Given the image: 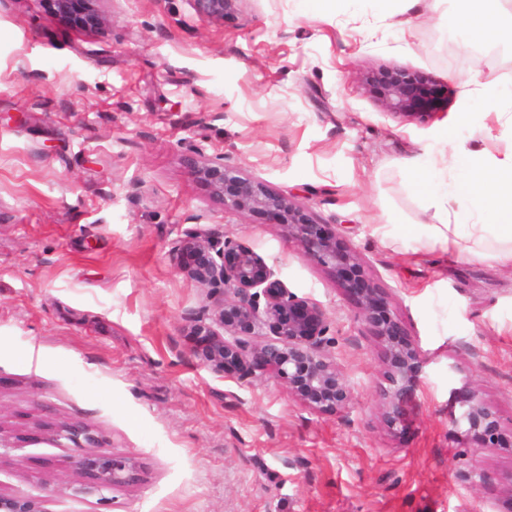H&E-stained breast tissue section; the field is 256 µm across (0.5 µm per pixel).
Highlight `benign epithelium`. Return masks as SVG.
<instances>
[{"label":"benign epithelium","mask_w":512,"mask_h":512,"mask_svg":"<svg viewBox=\"0 0 512 512\" xmlns=\"http://www.w3.org/2000/svg\"><path fill=\"white\" fill-rule=\"evenodd\" d=\"M57 13L81 28L107 22L102 0H49ZM240 0H192L202 22L222 21ZM365 89L392 116H429L448 99V86L401 68L384 69L365 78ZM196 177L224 207L264 213L288 230V239L311 263L329 269L343 287L357 296L356 314L379 339L384 384L377 397L384 425L393 433L404 427L416 391L423 383L429 357L419 340L410 337L380 289L365 277V260L335 233L325 231L292 197L270 189L263 181L243 176L224 157L194 166ZM176 267L200 285L218 291L202 313L188 319L197 339L190 355L217 374L243 370L252 382L275 381L305 407L318 412H342L353 393L347 376L329 351L330 324L318 303L289 291L280 269L268 265L254 249L235 237L209 228L186 229L174 246ZM451 410L452 432L484 440L500 428L496 411L470 389ZM84 478L85 493L133 483L138 466L129 457L87 454L72 461ZM464 478L478 493L494 481L472 467ZM0 512H43L32 497L0 495Z\"/></svg>","instance_id":"1"}]
</instances>
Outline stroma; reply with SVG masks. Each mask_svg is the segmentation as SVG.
<instances>
[{"instance_id": "35a3bbf8", "label": "stroma", "mask_w": 512, "mask_h": 512, "mask_svg": "<svg viewBox=\"0 0 512 512\" xmlns=\"http://www.w3.org/2000/svg\"><path fill=\"white\" fill-rule=\"evenodd\" d=\"M101 7L107 24L81 29L48 0H0V494L43 512H505L499 482L476 493L463 474H511L512 453L454 435L448 412L451 389L474 386L512 429V268L409 229L421 179L403 160L444 136L511 155L507 104L464 98L463 83L476 70L512 86V51L472 66L459 0L409 18L371 0H240L210 24L190 0ZM387 68L449 85L443 113L383 114L363 78ZM217 155L338 232L432 353L400 433L352 295L284 227L209 195L193 165ZM198 224L323 305L348 411L190 356L186 319L208 290L172 249ZM71 424L96 453L134 459L138 482L81 493L80 450L58 436Z\"/></svg>"}]
</instances>
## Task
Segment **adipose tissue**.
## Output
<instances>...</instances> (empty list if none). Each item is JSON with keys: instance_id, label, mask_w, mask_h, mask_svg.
Instances as JSON below:
<instances>
[{"instance_id": "obj_1", "label": "adipose tissue", "mask_w": 512, "mask_h": 512, "mask_svg": "<svg viewBox=\"0 0 512 512\" xmlns=\"http://www.w3.org/2000/svg\"><path fill=\"white\" fill-rule=\"evenodd\" d=\"M461 23L473 41L512 42V14L490 9L488 0H469ZM404 165L425 182L414 224L430 242L460 255L512 264V158L458 146L449 161H437L427 149Z\"/></svg>"}]
</instances>
